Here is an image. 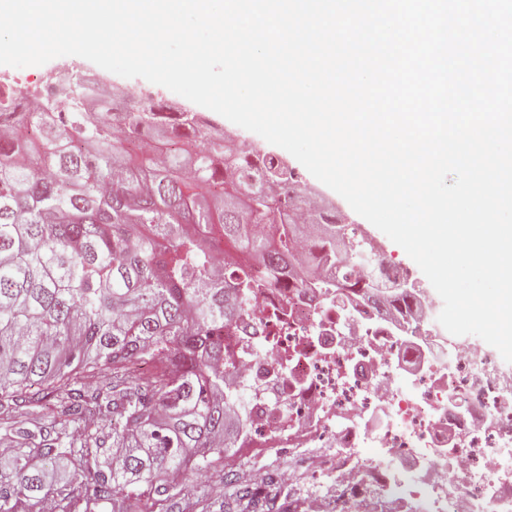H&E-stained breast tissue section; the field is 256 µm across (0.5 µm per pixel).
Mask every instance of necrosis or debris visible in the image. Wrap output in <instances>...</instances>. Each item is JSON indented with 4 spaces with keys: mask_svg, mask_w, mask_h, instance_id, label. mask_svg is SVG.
<instances>
[{
    "mask_svg": "<svg viewBox=\"0 0 512 512\" xmlns=\"http://www.w3.org/2000/svg\"><path fill=\"white\" fill-rule=\"evenodd\" d=\"M76 83L97 80L75 59L0 78L12 98L47 97L58 112L71 110ZM336 303L286 276L225 326L248 441L322 448L307 495L320 504L319 478L331 474L343 490L333 512L355 500L393 512L411 489L426 508L512 512V374L494 371L478 346L434 338L432 299L419 309L352 295Z\"/></svg>",
    "mask_w": 512,
    "mask_h": 512,
    "instance_id": "necrosis-or-debris-1",
    "label": "necrosis or debris"
}]
</instances>
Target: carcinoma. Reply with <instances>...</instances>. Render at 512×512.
Returning a JSON list of instances; mask_svg holds the SVG:
<instances>
[{"label": "carcinoma", "mask_w": 512, "mask_h": 512, "mask_svg": "<svg viewBox=\"0 0 512 512\" xmlns=\"http://www.w3.org/2000/svg\"><path fill=\"white\" fill-rule=\"evenodd\" d=\"M35 111L0 128V512H215L180 478L206 475L239 448L249 418L223 370L224 325L258 288L300 265L302 288H329L319 265L364 264L369 242L346 224H319L310 264L294 255L303 206L288 164L254 172L222 141L198 140L193 119L156 103L131 130L169 125L174 147L138 153L107 115ZM247 257L213 279L205 226ZM104 371L86 382L88 365ZM53 400L50 416L32 409ZM72 468L56 483L44 464ZM224 512H290L281 487L225 479Z\"/></svg>", "instance_id": "obj_1"}]
</instances>
